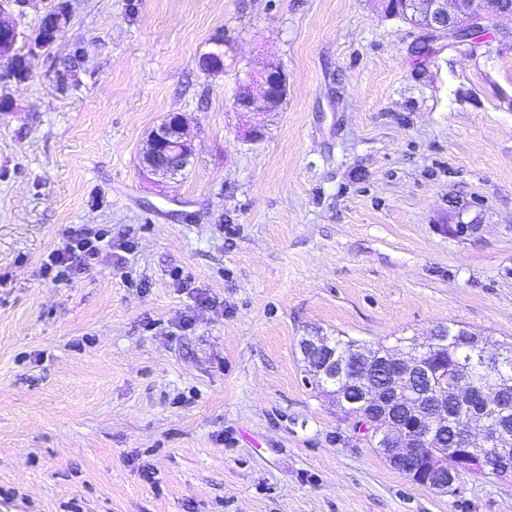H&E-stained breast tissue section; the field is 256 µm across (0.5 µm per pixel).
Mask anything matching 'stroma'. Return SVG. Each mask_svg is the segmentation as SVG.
I'll list each match as a JSON object with an SVG mask.
<instances>
[{
	"mask_svg": "<svg viewBox=\"0 0 512 512\" xmlns=\"http://www.w3.org/2000/svg\"><path fill=\"white\" fill-rule=\"evenodd\" d=\"M59 6L68 24L31 53ZM15 16L0 512H512V476L442 495L392 469L297 348L450 323L512 340V15L474 43L376 0H27ZM272 65L286 101L236 111ZM177 113L194 154L163 179L142 152ZM84 224L111 248L45 277Z\"/></svg>",
	"mask_w": 512,
	"mask_h": 512,
	"instance_id": "stroma-1",
	"label": "stroma"
}]
</instances>
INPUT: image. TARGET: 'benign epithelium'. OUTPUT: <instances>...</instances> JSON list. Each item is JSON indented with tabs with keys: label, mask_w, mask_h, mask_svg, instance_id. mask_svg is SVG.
Listing matches in <instances>:
<instances>
[{
	"label": "benign epithelium",
	"mask_w": 512,
	"mask_h": 512,
	"mask_svg": "<svg viewBox=\"0 0 512 512\" xmlns=\"http://www.w3.org/2000/svg\"><path fill=\"white\" fill-rule=\"evenodd\" d=\"M19 0H0V79L18 76L14 46L20 37L18 23L11 4ZM493 0H406L405 15L421 29L443 32L458 42L466 41L465 35L485 23ZM52 28V36L33 39L30 51L48 49L64 28L60 15L44 18ZM200 67L210 73L224 68V54L212 51L204 54ZM280 70L273 66L267 71L263 89L254 95L243 89L234 99L239 112H269L279 96ZM192 155V147L186 138L184 117L174 114L153 129L142 153V162L159 176L174 175L184 169ZM435 330L423 337L415 351L394 350L385 355L389 368L392 390L389 399L380 397L370 379V371L376 355L359 350L353 358L336 360V348L332 337L316 332L303 337L299 343L302 361L309 376L308 383L332 398L337 409H345L359 402L375 405L379 414L369 420L371 432L385 441L384 452L394 469L416 460L420 472L412 474L415 484L434 491H449L457 483L459 474L466 471L498 469L503 475L512 473V430L501 423H493L483 430L472 426L470 416L461 417L460 423L448 421V398H453L460 409L470 408L479 399L481 388L464 372L448 378L431 369L425 361V353L434 337ZM512 347L501 345L492 355H483L485 367L504 379L500 389L502 398L493 406L495 414L502 416L512 411L507 381V357ZM357 363L359 373L354 386L359 399L349 397L346 386L331 384L336 374H346L350 364ZM453 429L462 449L442 447V436Z\"/></svg>",
	"instance_id": "7a95c632"
}]
</instances>
